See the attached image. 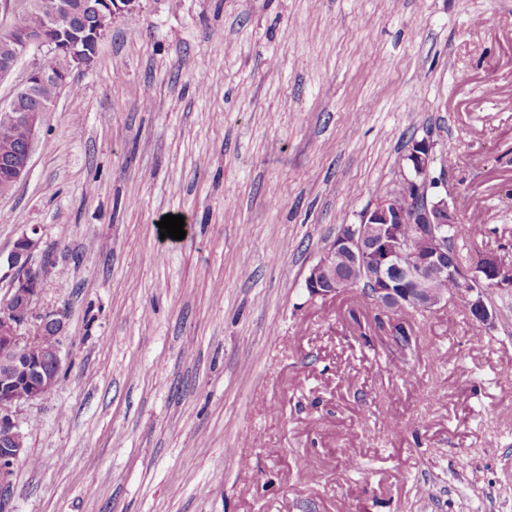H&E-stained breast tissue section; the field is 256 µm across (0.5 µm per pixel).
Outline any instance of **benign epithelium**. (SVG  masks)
Here are the masks:
<instances>
[{
	"mask_svg": "<svg viewBox=\"0 0 512 512\" xmlns=\"http://www.w3.org/2000/svg\"><path fill=\"white\" fill-rule=\"evenodd\" d=\"M141 0H36L44 24L36 30L19 26L13 30V55L0 58V78L9 75L17 60L31 49L45 48L63 60V66L44 70L31 68L4 111L10 125L27 131L26 147L0 159V197L7 195L30 171L31 144L48 105H31L38 87L64 86L75 69L89 68L112 21L137 9ZM435 143H413L407 160L409 174L400 186L407 188V205L400 206L388 194L366 208L357 224H345L331 247L315 264L305 280L312 298L334 299L370 278V303L384 314L410 306L428 315L448 308L465 307L486 331L495 326V315L486 304L487 284L502 291L512 289V264L494 250H482L466 267L448 264V225L458 223L455 198L448 197V184L426 178L434 162ZM413 225L426 242L417 252L404 243L401 228ZM38 241L24 234L9 257L17 269L9 298L0 307V512L13 489L15 468L27 459V434L15 419L16 410L55 389L62 374L60 347L66 315L60 310L34 315L35 304L45 283L46 262L34 265ZM451 277L459 288L448 297L429 285V274Z\"/></svg>",
	"mask_w": 512,
	"mask_h": 512,
	"instance_id": "benign-epithelium-1",
	"label": "benign epithelium"
}]
</instances>
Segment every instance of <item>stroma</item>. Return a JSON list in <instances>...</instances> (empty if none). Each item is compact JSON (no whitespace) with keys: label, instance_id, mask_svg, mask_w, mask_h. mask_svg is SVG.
<instances>
[{"label":"stroma","instance_id":"obj_1","mask_svg":"<svg viewBox=\"0 0 512 512\" xmlns=\"http://www.w3.org/2000/svg\"><path fill=\"white\" fill-rule=\"evenodd\" d=\"M435 142L512 256V0H141L0 198L35 233L65 378L22 406L12 512H512V292L395 345L305 279ZM455 151H447V143ZM168 214L184 239H164Z\"/></svg>","mask_w":512,"mask_h":512}]
</instances>
